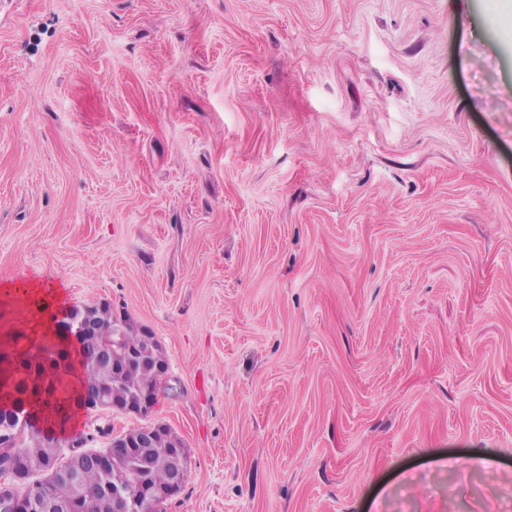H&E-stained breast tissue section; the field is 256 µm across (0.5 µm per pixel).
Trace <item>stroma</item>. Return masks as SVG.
I'll use <instances>...</instances> for the list:
<instances>
[{"mask_svg":"<svg viewBox=\"0 0 512 512\" xmlns=\"http://www.w3.org/2000/svg\"><path fill=\"white\" fill-rule=\"evenodd\" d=\"M164 349L166 512H512L497 0H0V284ZM2 290L6 293H12L18 296L25 303L43 302L44 305H49L55 308H61L65 300V293L59 287L44 288L43 284L39 281L33 280L24 285L4 283ZM45 312L49 313L50 311ZM96 319L102 336H112L113 349L117 356H121L129 347L136 346L144 329L129 320H119L112 317V308L109 304L96 305L91 310Z\"/></svg>","mask_w":512,"mask_h":512,"instance_id":"35a3bbf8","label":"stroma"}]
</instances>
